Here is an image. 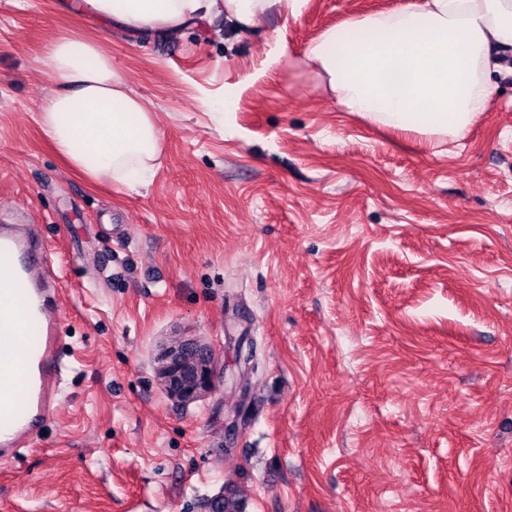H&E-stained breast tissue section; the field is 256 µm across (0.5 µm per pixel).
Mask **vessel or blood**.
<instances>
[{
    "label": "vessel or blood",
    "instance_id": "obj_1",
    "mask_svg": "<svg viewBox=\"0 0 512 512\" xmlns=\"http://www.w3.org/2000/svg\"><path fill=\"white\" fill-rule=\"evenodd\" d=\"M29 238L0 230V392L21 390V412L0 420V457L17 455L30 433L39 426L58 399L61 378V328L49 320H37L35 338L24 341L27 379H18L9 360L19 331V307L39 301L40 290L29 277L31 266L24 257Z\"/></svg>",
    "mask_w": 512,
    "mask_h": 512
}]
</instances>
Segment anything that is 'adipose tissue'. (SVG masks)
Masks as SVG:
<instances>
[{
    "label": "adipose tissue",
    "instance_id": "1",
    "mask_svg": "<svg viewBox=\"0 0 512 512\" xmlns=\"http://www.w3.org/2000/svg\"><path fill=\"white\" fill-rule=\"evenodd\" d=\"M299 0H63L133 35L169 39L195 25L247 26ZM512 52V0H405L390 13L325 31L309 59L347 111L405 134L464 137L492 96V74ZM53 87L38 124L60 157L88 181L136 192L155 174L162 140L151 110L96 42L51 41L37 60Z\"/></svg>",
    "mask_w": 512,
    "mask_h": 512
}]
</instances>
